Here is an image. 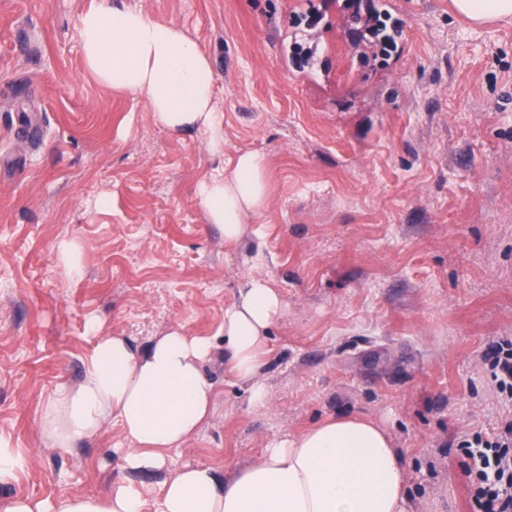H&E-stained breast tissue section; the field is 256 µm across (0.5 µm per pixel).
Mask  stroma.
<instances>
[{"instance_id":"1","label":"stroma","mask_w":512,"mask_h":512,"mask_svg":"<svg viewBox=\"0 0 512 512\" xmlns=\"http://www.w3.org/2000/svg\"><path fill=\"white\" fill-rule=\"evenodd\" d=\"M124 2L211 57L224 153L87 72L77 21L94 0H0V438L27 460L0 503L127 478L117 421L60 453L39 413L83 380L95 334L143 347L179 326L215 344L217 405L174 466L228 475L360 414L391 433L410 512H471L458 445L512 420L482 359L512 338V20L389 0L385 54L345 22L379 0ZM242 151L264 156L269 200L230 246L197 191ZM64 237L80 278L55 264ZM252 276L286 305L261 403L224 365V309Z\"/></svg>"}]
</instances>
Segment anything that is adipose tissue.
<instances>
[{"mask_svg":"<svg viewBox=\"0 0 512 512\" xmlns=\"http://www.w3.org/2000/svg\"><path fill=\"white\" fill-rule=\"evenodd\" d=\"M83 62L100 84L143 96L156 121L173 132L209 133V148L224 150V115L215 101V70L183 29L143 10L103 0L78 19ZM269 197L263 157L239 153L215 170L197 198L225 242H239L248 217ZM285 304L270 282L247 279L224 311V360L262 400L259 378L271 327ZM211 338L174 328L142 350L123 336L96 337L85 376L61 387L44 405L39 427L47 447L68 452L116 419L126 446L125 469L164 472L158 512H408L406 474L390 433L373 420L327 418L274 442L261 457L220 476L205 466L170 465L213 416V383L203 372ZM0 512H143L139 484L116 483L103 498L63 495L50 503L14 497Z\"/></svg>","mask_w":512,"mask_h":512,"instance_id":"1","label":"adipose tissue"}]
</instances>
